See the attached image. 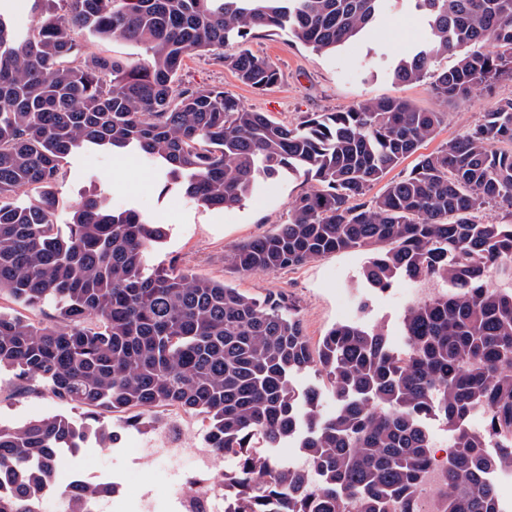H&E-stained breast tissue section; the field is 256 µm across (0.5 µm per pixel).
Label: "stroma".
Returning a JSON list of instances; mask_svg holds the SVG:
<instances>
[{
  "label": "stroma",
  "instance_id": "obj_1",
  "mask_svg": "<svg viewBox=\"0 0 512 512\" xmlns=\"http://www.w3.org/2000/svg\"><path fill=\"white\" fill-rule=\"evenodd\" d=\"M427 30L408 0H390L375 33L333 52H314L276 29H261L245 43L226 45L224 56L245 47L278 66L281 80L267 90L259 92L242 84L222 59L209 55L187 57L182 79L189 85L223 88L245 107L292 125L311 112H336L366 99L403 97L420 109L446 115L436 137L422 146L428 153L465 133L498 102L512 99V81L500 80L492 89L463 102L437 99L425 81L397 83L392 76L395 62L422 46ZM311 187L304 177L284 173L262 182L237 206L213 208L186 198L163 169L146 159L89 149L70 155L63 163L55 222L58 230H66L82 199L108 193L114 210L136 209L165 228L164 240L152 252V265L174 264L254 297L285 292L295 302L304 333L313 344L335 324L359 318L381 327L394 346H401L406 307L433 288L400 279L383 292L364 289L362 271L370 258L368 252L332 253L275 273L243 275L225 264L224 256L232 247L271 233L284 223L292 200ZM361 294L367 297L362 311L356 304ZM56 414L77 422L83 419L81 409L60 404L49 392L36 396L15 392L11 373H0V424L16 427ZM146 419L147 427L127 429L112 414H102V424L116 432V440L108 447L90 440L64 451L56 472L59 484L67 485L70 472L81 471L91 483L113 482L129 492L126 512H139L144 494L156 502V512H174L167 468L144 457L139 448L164 427L172 430L181 447L197 448L204 442L205 427L200 417L171 407L155 408Z\"/></svg>",
  "mask_w": 512,
  "mask_h": 512
}]
</instances>
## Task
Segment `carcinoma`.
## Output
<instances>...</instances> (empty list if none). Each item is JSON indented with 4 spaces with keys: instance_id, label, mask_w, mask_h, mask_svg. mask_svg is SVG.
Listing matches in <instances>:
<instances>
[{
    "instance_id": "carcinoma-1",
    "label": "carcinoma",
    "mask_w": 512,
    "mask_h": 512,
    "mask_svg": "<svg viewBox=\"0 0 512 512\" xmlns=\"http://www.w3.org/2000/svg\"><path fill=\"white\" fill-rule=\"evenodd\" d=\"M386 2L32 0L37 19L25 30L0 13V296L57 311L43 324L0 310V371L12 372L22 394L46 388L88 409L81 424L59 414L0 425V476L15 479L0 512H31L62 450L115 439L93 425L101 412L135 427L155 407L202 416L208 447L236 457L224 474V512H417L433 417L449 432L445 512H499L488 476L512 455V286L493 279L512 283V224L479 214H512V100L419 155L446 113L390 97L288 126L221 88L180 79L191 53L259 29L334 51L374 31ZM412 2L429 40L397 61L396 82L429 78L436 98L468 101L512 78V0ZM80 35L123 39L146 57L88 56ZM448 54L457 62L435 69ZM224 63L257 91L281 79L247 49ZM85 146L151 158L186 197L214 208L241 203L285 172L315 182L274 232L225 254L241 274L359 249L370 253L369 288L401 278L449 288L406 308L401 349L359 320L334 325L313 346L283 292L256 298L150 265L163 226L113 211L107 195L83 199L59 232L54 187L64 160ZM414 154L407 174L367 197ZM22 188L37 195L17 205ZM306 369L330 383L336 413L318 412L319 386H292ZM257 441L292 443L306 464L260 457ZM110 491L72 485L62 496L69 512H87Z\"/></svg>"
}]
</instances>
